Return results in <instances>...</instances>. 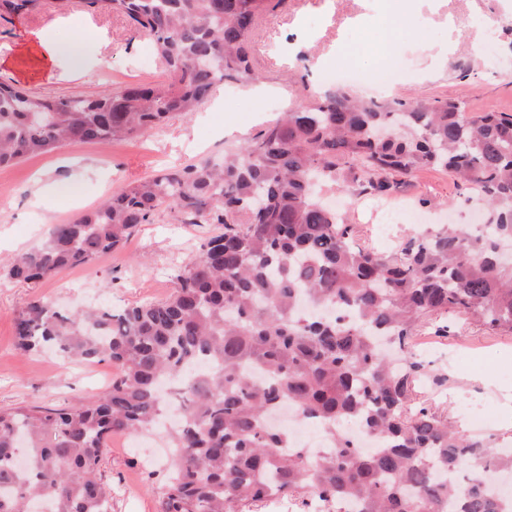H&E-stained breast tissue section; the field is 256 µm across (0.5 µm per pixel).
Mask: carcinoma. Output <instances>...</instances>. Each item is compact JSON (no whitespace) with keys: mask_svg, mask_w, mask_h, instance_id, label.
Returning <instances> with one entry per match:
<instances>
[{"mask_svg":"<svg viewBox=\"0 0 512 512\" xmlns=\"http://www.w3.org/2000/svg\"><path fill=\"white\" fill-rule=\"evenodd\" d=\"M273 0H83L148 35L167 79L97 99H48L0 81V166L65 144L136 139L188 117L231 80L258 79L251 34ZM42 0H0V18ZM453 100L363 101L348 88L282 114L224 161L126 185L55 224L7 276L36 283L122 247L162 207L219 232L176 274L169 297L122 310L65 311L32 298L16 320L24 352L115 368L91 403L0 408V512H110L100 467L115 434L163 431L161 512H512L495 489L512 451L495 433L460 434L424 399L425 365L408 349L449 311L512 333V114L468 120ZM443 169L477 191L484 233L425 228L391 252L329 209L317 184L375 193ZM330 438L293 445L267 418L280 405ZM378 442L365 453L339 421Z\"/></svg>","mask_w":512,"mask_h":512,"instance_id":"carcinoma-1","label":"carcinoma"}]
</instances>
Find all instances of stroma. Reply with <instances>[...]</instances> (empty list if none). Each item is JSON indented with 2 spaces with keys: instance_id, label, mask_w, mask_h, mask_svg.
Listing matches in <instances>:
<instances>
[{
  "instance_id": "stroma-1",
  "label": "stroma",
  "mask_w": 512,
  "mask_h": 512,
  "mask_svg": "<svg viewBox=\"0 0 512 512\" xmlns=\"http://www.w3.org/2000/svg\"><path fill=\"white\" fill-rule=\"evenodd\" d=\"M397 2L335 0L328 14L321 0H285L259 19L253 31L251 53L261 92L250 102L229 99L218 108L208 102L191 116L148 130L134 141L67 144L0 169L11 186L0 196V407L86 402L104 392L114 374L106 363L73 365L49 352L22 353L15 320L33 293L68 309L88 304L121 309L166 298L176 289V273L216 227L185 224L173 210L162 209L122 249L86 268L61 272L35 290L6 277L12 259L44 239L53 225L97 207L131 181L166 167L221 160L225 147L253 138L272 120L264 109L268 98H276L283 112L309 105L328 88L320 70L310 69V60L321 59L323 68L354 67L368 73L404 57L410 72L394 97L460 101L471 118L489 111L512 114V0H470L468 7L477 12L479 23L458 21L453 32L448 29V0H405L425 18L420 29L397 19ZM74 14L87 15L100 34L102 66L74 76L64 68L48 70L34 59L18 57L0 64V81L37 96L97 98L129 84L165 80V67L149 37L134 33L111 12H86L82 0L64 5L45 0L40 13L0 19V51L19 48L32 33L47 29L57 40H69L73 32L64 20ZM489 19L494 22L490 28L485 25ZM390 27L396 33L389 48L380 50L378 37ZM424 40L432 45L431 54L418 51ZM459 59L470 63V75L453 70ZM323 194L342 201L349 222L360 225L383 252L393 251L424 225L478 220L468 202L469 190L440 169L418 170L394 190V197L407 199L413 211L393 223L387 242L378 235L377 195L328 188ZM440 322L448 326V335L429 330L411 340L412 352L427 361L430 374L447 378L445 385H429L427 397L446 408L451 421L464 424L466 434L479 430L466 421L462 410L467 407L490 413L482 430L511 438L512 428L503 425V392L512 391V333L454 312ZM147 463L156 469L168 464L158 436H112L100 468L112 487V512H159V489L147 482L143 470Z\"/></svg>"
}]
</instances>
